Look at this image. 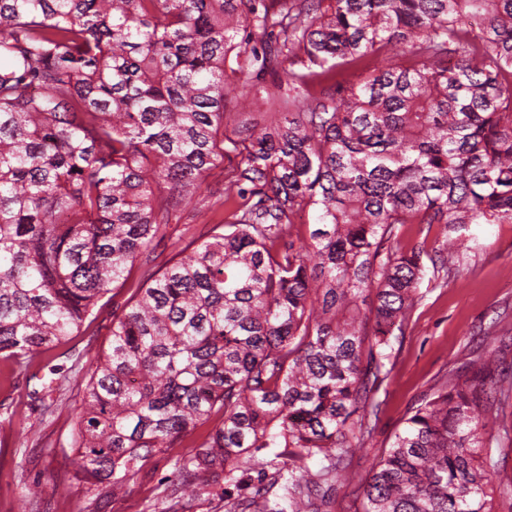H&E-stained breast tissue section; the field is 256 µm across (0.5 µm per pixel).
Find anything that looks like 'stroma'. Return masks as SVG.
Here are the masks:
<instances>
[{"label":"stroma","mask_w":512,"mask_h":512,"mask_svg":"<svg viewBox=\"0 0 512 512\" xmlns=\"http://www.w3.org/2000/svg\"><path fill=\"white\" fill-rule=\"evenodd\" d=\"M273 108L261 94L244 97L232 91L226 135L246 136ZM208 231L203 215L169 225L150 269L164 267L179 242L205 239ZM467 233L474 242L463 271L423 282L403 335L393 339L385 362L388 376L376 395L374 430L331 491L327 512H363L361 485L411 408L466 351L480 345L495 322H512V224L472 225ZM128 295V289L119 288L104 296L78 332L39 358L40 385H33L23 369L0 361V512H162L173 459L153 458L130 482L125 497L102 502L98 488L78 478L73 465L75 410L92 364L109 345L112 310ZM34 484L41 488L36 498L28 495Z\"/></svg>","instance_id":"35a3bbf8"}]
</instances>
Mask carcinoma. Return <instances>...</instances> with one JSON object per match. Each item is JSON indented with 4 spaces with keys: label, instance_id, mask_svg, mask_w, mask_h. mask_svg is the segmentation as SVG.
I'll list each match as a JSON object with an SVG mask.
<instances>
[{
    "label": "carcinoma",
    "instance_id": "carcinoma-1",
    "mask_svg": "<svg viewBox=\"0 0 512 512\" xmlns=\"http://www.w3.org/2000/svg\"><path fill=\"white\" fill-rule=\"evenodd\" d=\"M228 71L243 94L272 76L284 104L242 140L224 135ZM222 166L229 219L133 281L164 228L217 212ZM511 223L512 0H0V354L30 369L131 289L73 434L110 497L167 455L181 491L224 484V512H319L420 284L468 248L450 236L428 266L400 227ZM503 340L412 409L363 512H495L512 492L491 423L512 399ZM363 71V64H348L336 67L332 79L328 83L316 85L312 91L315 96L321 97L323 93L330 92V87L336 84V87H346L357 83L366 72Z\"/></svg>",
    "mask_w": 512,
    "mask_h": 512
}]
</instances>
